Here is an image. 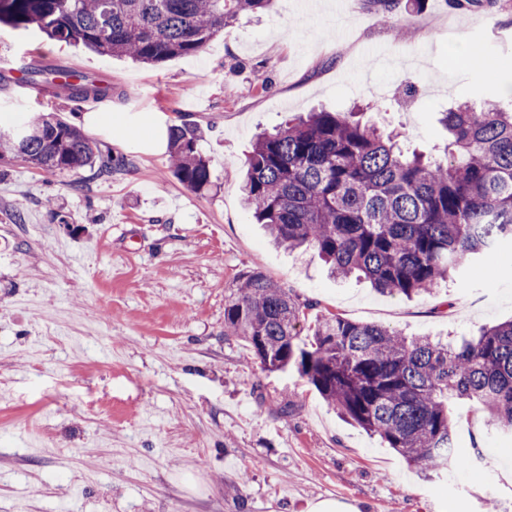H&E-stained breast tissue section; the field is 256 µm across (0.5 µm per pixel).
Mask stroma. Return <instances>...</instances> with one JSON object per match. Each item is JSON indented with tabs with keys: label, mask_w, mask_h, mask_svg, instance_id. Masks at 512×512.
Here are the masks:
<instances>
[{
	"label": "stroma",
	"mask_w": 512,
	"mask_h": 512,
	"mask_svg": "<svg viewBox=\"0 0 512 512\" xmlns=\"http://www.w3.org/2000/svg\"><path fill=\"white\" fill-rule=\"evenodd\" d=\"M512 49V4L393 12L367 0H273L245 12L197 56L157 67L0 27V55L108 79L111 128L90 130L127 161L109 177L0 166V512H305L336 499L359 512H505L512 436L468 404L453 410L458 453L474 469L423 480L378 437L342 419L294 370H261L224 338L226 288L256 268L312 313L450 340L512 320L502 245L432 293H378L329 277L317 251L269 245L242 202L255 135L288 116L347 113L424 153L442 149V112L478 103L483 60L458 46ZM80 103L28 97L0 82V113ZM186 122L214 185L181 184L169 153L137 125ZM53 198L46 209L45 198Z\"/></svg>",
	"instance_id": "35a3bbf8"
}]
</instances>
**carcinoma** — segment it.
Instances as JSON below:
<instances>
[{
    "label": "carcinoma",
    "mask_w": 512,
    "mask_h": 512,
    "mask_svg": "<svg viewBox=\"0 0 512 512\" xmlns=\"http://www.w3.org/2000/svg\"><path fill=\"white\" fill-rule=\"evenodd\" d=\"M271 0H0V26L34 30L108 56L158 65L203 52L240 13ZM112 96V84L86 75L48 82L52 96ZM444 154L404 151L397 135L312 112L256 137L242 193L257 223L290 250L316 249L337 278L361 273L381 293L430 292L481 254L512 240V97L496 94L442 113ZM178 180L194 192L213 186L198 135L167 130ZM45 171L91 169L109 177L127 161L103 150L54 113L0 127V161ZM299 303L258 269L227 288L224 338H241L266 371L295 369L344 419L378 436L408 462L440 474L454 455L451 406L486 410L512 433V321L460 342L408 338L387 327L329 313L311 339L297 325Z\"/></svg>",
    "instance_id": "cac0c4a2"
}]
</instances>
